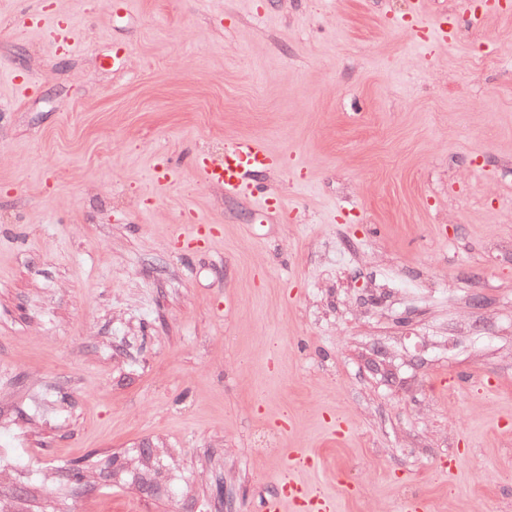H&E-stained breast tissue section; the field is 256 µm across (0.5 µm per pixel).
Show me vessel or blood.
<instances>
[{
  "label": "vessel or blood",
  "mask_w": 512,
  "mask_h": 512,
  "mask_svg": "<svg viewBox=\"0 0 512 512\" xmlns=\"http://www.w3.org/2000/svg\"><path fill=\"white\" fill-rule=\"evenodd\" d=\"M277 164V157L261 144L244 139L232 143L223 159L199 164L198 173L204 182L238 193L245 190L249 177L265 173ZM317 466L316 456L289 451L279 474V489L265 499L262 512H335V499L307 478Z\"/></svg>",
  "instance_id": "vessel-or-blood-1"
}]
</instances>
